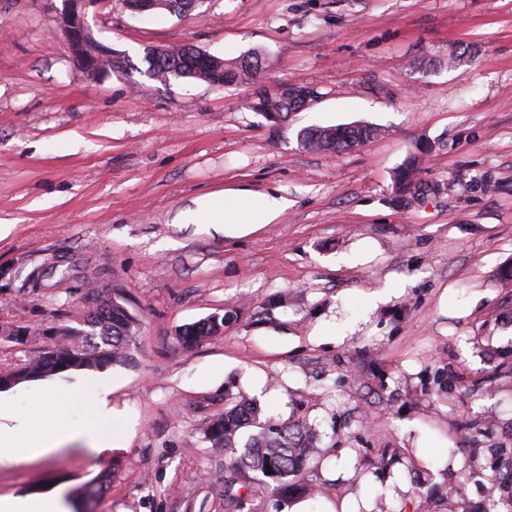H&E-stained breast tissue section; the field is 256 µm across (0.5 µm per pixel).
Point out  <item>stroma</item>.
Listing matches in <instances>:
<instances>
[{"label": "stroma", "instance_id": "obj_1", "mask_svg": "<svg viewBox=\"0 0 512 512\" xmlns=\"http://www.w3.org/2000/svg\"><path fill=\"white\" fill-rule=\"evenodd\" d=\"M61 0H0V370L86 330L121 292L143 319L126 364L25 381L0 393L44 423L41 391L100 382L137 421L129 446L78 441L0 466V495L57 491L83 512H283L270 492L228 505L224 455L199 431L264 371V416L321 434L310 483L387 512H512V0H202L135 14L100 0L86 19L122 62L79 68ZM473 60L436 65L449 46ZM192 46L268 66L215 88L145 76L150 49ZM313 88L280 125L251 111L260 89ZM364 123L380 137L336 153L298 140ZM415 193L396 168L421 140ZM275 189L290 205L238 239L187 224L194 199ZM394 297L369 310L368 295ZM225 316L185 348L179 329ZM358 323L340 342L310 335ZM14 327L23 336L10 337ZM109 491L89 500L99 475ZM407 483L393 494L392 480ZM240 381L244 387L248 388L253 394L262 399L271 396H282V390L262 393L265 385V373L255 367H246L241 375Z\"/></svg>", "mask_w": 512, "mask_h": 512}]
</instances>
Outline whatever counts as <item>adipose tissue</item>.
<instances>
[{
	"mask_svg": "<svg viewBox=\"0 0 512 512\" xmlns=\"http://www.w3.org/2000/svg\"><path fill=\"white\" fill-rule=\"evenodd\" d=\"M246 200L245 209H238V200ZM285 196L272 192L236 190L223 196H205L195 202L194 213L204 218L215 232L230 239L243 238L274 223L287 209ZM93 419L86 426L72 428L56 421L53 425L35 422L0 404V464L20 462L45 456L56 448L82 439L98 450L127 447L132 430L127 413L110 400L103 388L90 392Z\"/></svg>",
	"mask_w": 512,
	"mask_h": 512,
	"instance_id": "1",
	"label": "adipose tissue"
}]
</instances>
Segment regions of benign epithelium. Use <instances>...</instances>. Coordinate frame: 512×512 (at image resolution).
<instances>
[{
  "label": "benign epithelium",
  "instance_id": "obj_1",
  "mask_svg": "<svg viewBox=\"0 0 512 512\" xmlns=\"http://www.w3.org/2000/svg\"><path fill=\"white\" fill-rule=\"evenodd\" d=\"M63 9L58 17L61 30L66 35L73 56L79 61L81 70L91 78H98L109 71L112 67V51L104 46L92 55L84 53V47L91 34V30L85 19L86 6L96 4L99 0H62Z\"/></svg>",
  "mask_w": 512,
  "mask_h": 512
}]
</instances>
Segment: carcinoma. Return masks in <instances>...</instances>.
Listing matches in <instances>:
<instances>
[{
	"label": "carcinoma",
	"mask_w": 512,
	"mask_h": 512,
	"mask_svg": "<svg viewBox=\"0 0 512 512\" xmlns=\"http://www.w3.org/2000/svg\"><path fill=\"white\" fill-rule=\"evenodd\" d=\"M200 52L191 47L178 50L149 51L144 57L145 74L160 82L170 78H191L206 84L213 82V71L195 65ZM215 68L222 72L226 86L255 80L265 69V59L253 52L228 61L217 59ZM300 102H286L280 97L261 96L252 100L249 107L264 117L274 114L287 116ZM379 134V128L369 124H349L311 127L300 131L302 145L312 151L342 153L363 145ZM433 145L420 141L415 151L398 167L394 176L396 189L405 193L416 183L420 157L431 153ZM225 317L211 315L185 326L178 339L185 346L223 332ZM90 330L78 335V340L58 345L30 359L20 368L0 371V376L14 379V384L38 380L53 373L69 370H94L110 364L124 363L130 359L132 346L141 335L142 320L127 307V299L119 292L93 310L88 318ZM256 426L259 432L241 443V430ZM317 433L303 422H277L272 418L262 422L259 410L252 400L245 397L224 409V414L211 420L202 428V442L208 447L224 452L225 489L234 496L233 487L241 482L242 474L254 472L261 475L259 488L270 489L282 496L311 491L305 475L312 463Z\"/></svg>",
	"instance_id": "cac0c4a2"
}]
</instances>
